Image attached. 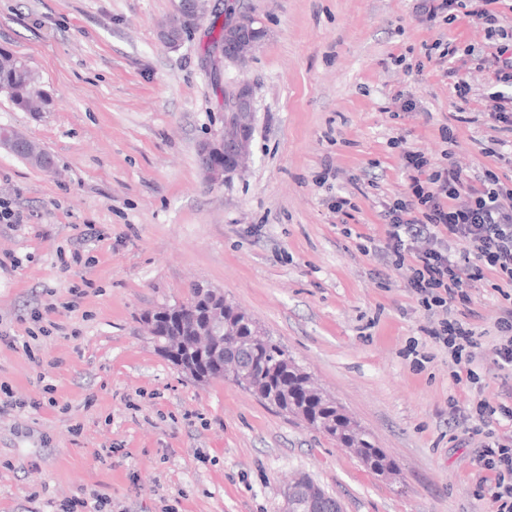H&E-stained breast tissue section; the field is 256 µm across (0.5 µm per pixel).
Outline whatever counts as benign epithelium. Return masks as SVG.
Instances as JSON below:
<instances>
[{
  "label": "benign epithelium",
  "mask_w": 512,
  "mask_h": 512,
  "mask_svg": "<svg viewBox=\"0 0 512 512\" xmlns=\"http://www.w3.org/2000/svg\"><path fill=\"white\" fill-rule=\"evenodd\" d=\"M221 29L222 39L212 45L211 54L207 56V62L211 64L220 59L245 62L263 34V28L256 26V20L243 17H224ZM225 109L235 116L239 134L232 138L221 134L201 143V168L208 182L215 176L209 163L213 149L221 148L224 151L225 175L238 171L246 157L249 145L246 132L250 126L251 110V91L247 84L240 83L230 91ZM285 512H343V509L338 504L320 500L313 491L305 487L292 485L287 491Z\"/></svg>",
  "instance_id": "benign-epithelium-1"
}]
</instances>
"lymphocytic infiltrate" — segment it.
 I'll use <instances>...</instances> for the list:
<instances>
[{
  "mask_svg": "<svg viewBox=\"0 0 512 512\" xmlns=\"http://www.w3.org/2000/svg\"><path fill=\"white\" fill-rule=\"evenodd\" d=\"M491 0H420L418 8L429 18L455 21L463 15L492 26L497 16ZM406 188L401 198L384 204L381 217L388 224V249L397 265L411 271L409 286L428 311H441L426 334L446 349L454 383L477 386L476 366L483 351H491L494 365L512 371V308L503 309L495 322L493 345L484 332L457 317L453 305L467 301L468 290L492 271L499 288H512V188L493 171L471 176L455 166H434L423 153L402 155ZM452 415L466 422V435L481 437L477 461L494 482L487 489L495 512H512V445L490 428L494 416L512 423V407L491 406L479 399L467 410L450 404Z\"/></svg>",
  "mask_w": 512,
  "mask_h": 512,
  "instance_id": "obj_1",
  "label": "lymphocytic infiltrate"
}]
</instances>
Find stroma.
Listing matches in <instances>:
<instances>
[{
	"label": "stroma",
	"mask_w": 512,
	"mask_h": 512,
	"mask_svg": "<svg viewBox=\"0 0 512 512\" xmlns=\"http://www.w3.org/2000/svg\"><path fill=\"white\" fill-rule=\"evenodd\" d=\"M417 0H224L265 31L244 64L205 67L200 23L159 39L173 0H0V48L54 98L38 116L0 93V125L38 142L55 171L0 147V390L29 402L0 416V512H281L291 480H314L344 512H491L479 439L457 442L448 356L408 267L385 253L384 199L404 190L401 149L473 175L512 138L491 116L490 73L470 54L484 28L420 14ZM454 66L427 59L436 41ZM464 78L470 101L458 105ZM252 89L244 171L206 182L201 141L224 128V93ZM415 104L395 108L398 94ZM451 127L452 145L440 129ZM403 141L391 145V138ZM354 203L336 212L337 198ZM374 239L370 252L361 237ZM81 251L78 265L62 257ZM223 293L310 374L395 468L349 449L232 382L168 362L143 322L193 283ZM485 275L469 291L478 329L506 302ZM426 356L414 364L410 344Z\"/></svg>",
	"instance_id": "stroma-1"
}]
</instances>
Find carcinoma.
I'll return each mask as SVG.
<instances>
[{
  "mask_svg": "<svg viewBox=\"0 0 512 512\" xmlns=\"http://www.w3.org/2000/svg\"><path fill=\"white\" fill-rule=\"evenodd\" d=\"M0 92L35 115L53 104L26 61L6 50H0ZM0 145L35 167L53 166L44 149L13 127H0ZM145 320L168 361L198 380L228 379L264 402L274 401L280 412L328 434L342 447L357 449L368 468L381 472L391 467L370 435L335 400L310 386L288 350L224 300V294L193 290L187 301L164 305Z\"/></svg>",
  "mask_w": 512,
  "mask_h": 512,
  "instance_id": "carcinoma-1",
  "label": "carcinoma"
}]
</instances>
